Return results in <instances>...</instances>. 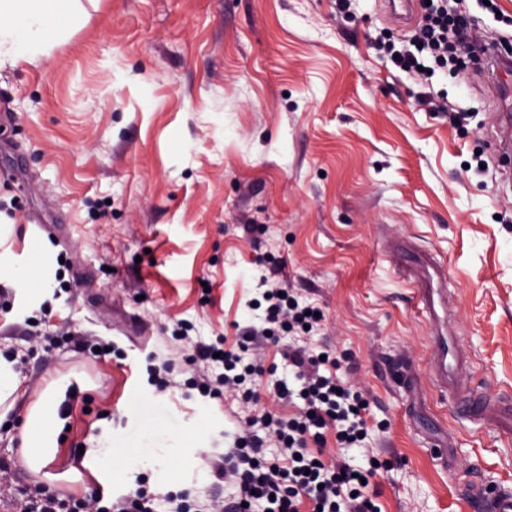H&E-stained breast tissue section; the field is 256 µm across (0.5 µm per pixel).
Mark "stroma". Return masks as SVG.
I'll list each match as a JSON object with an SVG mask.
<instances>
[{
    "mask_svg": "<svg viewBox=\"0 0 512 512\" xmlns=\"http://www.w3.org/2000/svg\"><path fill=\"white\" fill-rule=\"evenodd\" d=\"M472 44L512 39V0H447ZM409 20L384 0H84V17L38 66L0 65V217L16 250L45 241L57 276L10 286L0 353L23 379L0 424L21 512L36 486L70 497L137 488L228 500L212 471L236 427L297 405L275 387L288 348L328 352L368 403L367 436L325 462L368 468L382 512H472L473 480L512 489V436L460 417L433 383L436 325L395 259L436 256L471 358L458 392L512 405V179L498 163L512 110L488 55L405 71L427 0ZM320 310L309 332L244 352L254 399L196 382L221 366L194 346L238 349L261 325V276ZM107 346L97 357L73 335ZM169 363L158 391L153 368ZM60 438L45 473L21 462L19 432L48 384ZM144 402L180 427L170 479L157 461L91 470L132 441Z\"/></svg>",
    "mask_w": 512,
    "mask_h": 512,
    "instance_id": "35a3bbf8",
    "label": "stroma"
}]
</instances>
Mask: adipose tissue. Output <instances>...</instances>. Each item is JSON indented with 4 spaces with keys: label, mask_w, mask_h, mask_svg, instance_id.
<instances>
[{
    "label": "adipose tissue",
    "mask_w": 512,
    "mask_h": 512,
    "mask_svg": "<svg viewBox=\"0 0 512 512\" xmlns=\"http://www.w3.org/2000/svg\"><path fill=\"white\" fill-rule=\"evenodd\" d=\"M79 0H0V64L23 60L39 63L52 47L63 40V16L81 17ZM15 227L0 225V281L24 282L37 272L49 277L53 259L49 250L37 242L26 243L23 252L14 249ZM48 393H41L32 404L22 430L25 460L32 470H40L55 455L58 443L47 411ZM181 441L175 425L158 427L147 424L137 434L132 449L122 454L123 466L129 467L163 456H178Z\"/></svg>",
    "instance_id": "ef3b65f1"
}]
</instances>
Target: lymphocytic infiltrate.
<instances>
[{"mask_svg": "<svg viewBox=\"0 0 512 512\" xmlns=\"http://www.w3.org/2000/svg\"><path fill=\"white\" fill-rule=\"evenodd\" d=\"M464 32L462 18L450 17L443 5L432 6L423 17L415 36L418 50L402 58L406 70L417 71L428 61H447L454 46L448 40L449 30ZM279 284H270L263 297L268 303L267 326L251 330L247 340L260 343L274 339L276 328L294 329L316 324L314 315L282 295ZM197 357L204 362L220 361L224 374L217 380L201 378L198 385L203 393L220 395L225 389H239L248 376L259 373L254 364H243L234 350H221L214 344H201ZM294 369V381L280 382L276 395L282 400L300 398L304 406L297 417L282 419L266 413L260 422L280 447L276 457H266L261 439L236 437L233 448L225 454L222 464L216 465L215 475L233 480L235 492L229 512H254L256 503H264L265 512H300L302 502H309L318 512H381L377 491L369 481L377 466L354 469L343 461L325 463L308 452V443L324 446L325 431L335 428L336 440L347 448L359 446L366 437L363 414L367 403L359 392L345 386L333 375L338 359L321 360L319 355L302 349L289 352Z\"/></svg>", "mask_w": 512, "mask_h": 512, "instance_id": "obj_1", "label": "lymphocytic infiltrate"}]
</instances>
